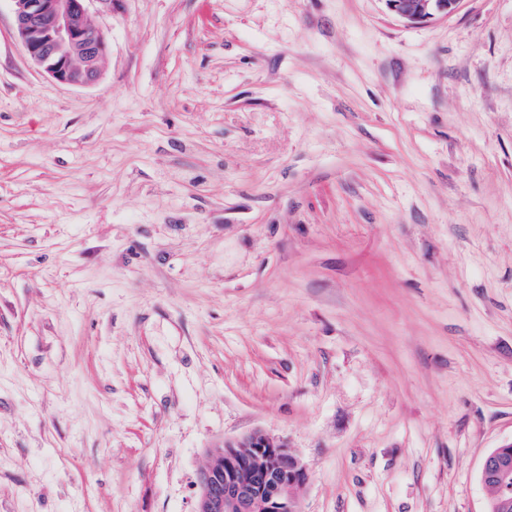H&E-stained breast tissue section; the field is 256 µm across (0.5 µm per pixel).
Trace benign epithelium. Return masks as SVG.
<instances>
[{
	"label": "benign epithelium",
	"instance_id": "benign-epithelium-1",
	"mask_svg": "<svg viewBox=\"0 0 512 512\" xmlns=\"http://www.w3.org/2000/svg\"><path fill=\"white\" fill-rule=\"evenodd\" d=\"M29 59L61 84L87 87L101 77L107 42L88 19L87 0H11ZM413 24L453 14L461 0H382ZM307 473L288 446L254 432L213 448L198 481L194 512H301Z\"/></svg>",
	"mask_w": 512,
	"mask_h": 512
}]
</instances>
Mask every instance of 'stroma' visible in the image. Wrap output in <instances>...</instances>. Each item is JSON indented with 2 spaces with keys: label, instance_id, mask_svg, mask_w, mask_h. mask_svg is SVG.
Returning <instances> with one entry per match:
<instances>
[{
  "label": "stroma",
  "instance_id": "1",
  "mask_svg": "<svg viewBox=\"0 0 512 512\" xmlns=\"http://www.w3.org/2000/svg\"><path fill=\"white\" fill-rule=\"evenodd\" d=\"M0 0V512H194L261 431L302 512H485L512 439V0ZM29 59L61 84L87 87L101 77L107 42L88 19L89 0H10ZM462 0H382L386 9L395 16L413 24L426 23L448 17Z\"/></svg>",
  "mask_w": 512,
  "mask_h": 512
}]
</instances>
